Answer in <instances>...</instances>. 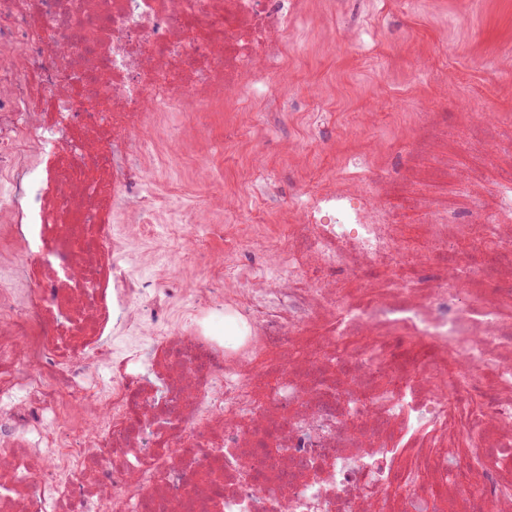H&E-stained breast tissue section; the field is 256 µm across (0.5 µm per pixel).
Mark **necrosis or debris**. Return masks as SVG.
<instances>
[{
    "label": "necrosis or debris",
    "mask_w": 512,
    "mask_h": 512,
    "mask_svg": "<svg viewBox=\"0 0 512 512\" xmlns=\"http://www.w3.org/2000/svg\"><path fill=\"white\" fill-rule=\"evenodd\" d=\"M307 3L0 0V512H512L511 120L421 108L398 167L300 187L287 275L239 264L262 225L182 314L131 272L140 135Z\"/></svg>",
    "instance_id": "obj_1"
}]
</instances>
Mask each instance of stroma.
Wrapping results in <instances>:
<instances>
[{
  "mask_svg": "<svg viewBox=\"0 0 512 512\" xmlns=\"http://www.w3.org/2000/svg\"><path fill=\"white\" fill-rule=\"evenodd\" d=\"M345 2L342 21L289 20L287 71L269 64L262 81L201 119L171 113L183 142L138 141L172 187V221L154 238H132L131 249L138 275L174 302L191 305L215 287L209 270L223 260L224 241L209 227L246 211L244 180L263 191L266 208L294 211L312 175L341 168L359 179L366 157L397 166L411 142L401 113L437 104L461 122L512 114V0ZM275 92L281 110L246 145L230 142L239 108Z\"/></svg>",
  "mask_w": 512,
  "mask_h": 512,
  "instance_id": "obj_1",
  "label": "stroma"
}]
</instances>
